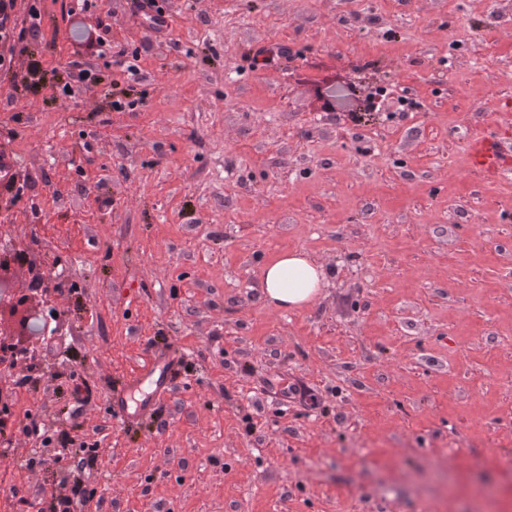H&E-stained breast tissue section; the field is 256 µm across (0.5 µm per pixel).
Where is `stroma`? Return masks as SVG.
I'll list each match as a JSON object with an SVG mask.
<instances>
[{
  "mask_svg": "<svg viewBox=\"0 0 512 512\" xmlns=\"http://www.w3.org/2000/svg\"><path fill=\"white\" fill-rule=\"evenodd\" d=\"M90 2L39 0L44 39L15 54L37 91L0 72V151L27 182L0 234L73 285L34 294L58 316L25 344L27 386L0 354V512L81 476L33 422L99 446L74 512H512V164L470 159L512 113V0H169L159 34ZM101 25L136 86L77 53ZM76 64L100 85L54 98ZM348 77L386 89L378 111H323L316 85ZM292 250L326 275L300 311L261 281ZM163 353L183 357L171 398L116 420L113 387ZM511 151L512 147L510 149L503 141L497 125L489 123L471 143V162L484 173L493 174L499 170Z\"/></svg>",
  "mask_w": 512,
  "mask_h": 512,
  "instance_id": "stroma-1",
  "label": "stroma"
}]
</instances>
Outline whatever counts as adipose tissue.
I'll use <instances>...</instances> for the list:
<instances>
[{"instance_id": "ef3b65f1", "label": "adipose tissue", "mask_w": 512, "mask_h": 512, "mask_svg": "<svg viewBox=\"0 0 512 512\" xmlns=\"http://www.w3.org/2000/svg\"><path fill=\"white\" fill-rule=\"evenodd\" d=\"M322 269L300 252H286L264 264L262 284L266 298L274 305L299 310L317 295Z\"/></svg>"}]
</instances>
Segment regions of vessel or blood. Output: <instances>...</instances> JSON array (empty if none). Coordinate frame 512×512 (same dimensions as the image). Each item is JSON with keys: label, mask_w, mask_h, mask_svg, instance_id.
Segmentation results:
<instances>
[{"label": "vessel or blood", "mask_w": 512, "mask_h": 512, "mask_svg": "<svg viewBox=\"0 0 512 512\" xmlns=\"http://www.w3.org/2000/svg\"><path fill=\"white\" fill-rule=\"evenodd\" d=\"M471 162L487 174L496 173L512 155L495 124H487L471 143ZM180 365L178 355H154L143 361L138 370L116 385L112 391L113 414L124 422L154 412L174 390Z\"/></svg>", "instance_id": "1"}]
</instances>
